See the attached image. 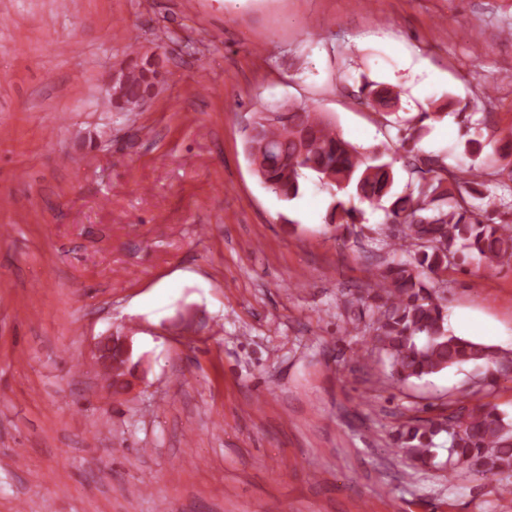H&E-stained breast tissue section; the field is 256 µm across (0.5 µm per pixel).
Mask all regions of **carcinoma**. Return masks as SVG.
<instances>
[{
    "mask_svg": "<svg viewBox=\"0 0 512 512\" xmlns=\"http://www.w3.org/2000/svg\"><path fill=\"white\" fill-rule=\"evenodd\" d=\"M158 67L151 57L131 61L113 89V107L122 112L151 97ZM255 119L261 134L246 138L247 156L259 165L263 183L282 198H296L303 177L317 176L339 193L327 218L338 229L361 223L359 205L392 199L388 223L406 228L395 245L413 251L408 260L390 263L380 272L366 300L375 316L370 344L387 356L393 376L406 382L473 364L495 373L512 372L511 353L448 330L444 298L433 280L449 265L464 264L473 256L488 267L512 258V223H497L487 210L469 202L484 186L480 168H449L429 159L422 182L407 185L397 195L393 164L380 156L367 161L315 108L287 103L259 112ZM104 351L112 363H104L101 376L117 393L123 382L111 372L114 364L125 366L130 357L116 341ZM442 433L448 435V477L461 472L493 477L498 494L512 491V418L488 404L461 405L437 419L402 426L395 447L427 466L437 457L435 438Z\"/></svg>",
    "mask_w": 512,
    "mask_h": 512,
    "instance_id": "obj_1",
    "label": "carcinoma"
}]
</instances>
